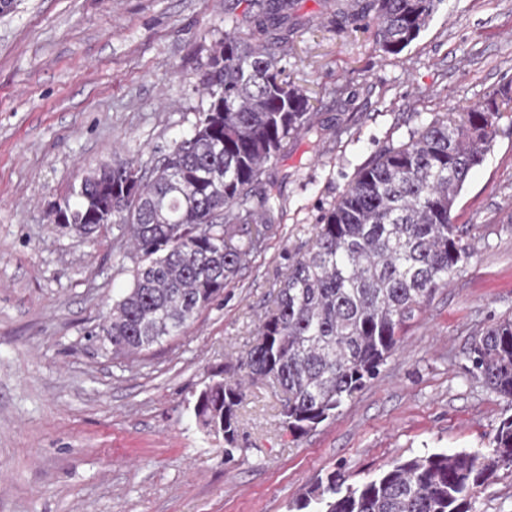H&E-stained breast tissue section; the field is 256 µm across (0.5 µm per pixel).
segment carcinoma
Wrapping results in <instances>:
<instances>
[{
  "label": "carcinoma",
  "mask_w": 512,
  "mask_h": 512,
  "mask_svg": "<svg viewBox=\"0 0 512 512\" xmlns=\"http://www.w3.org/2000/svg\"><path fill=\"white\" fill-rule=\"evenodd\" d=\"M258 32L290 16L295 0H252ZM440 0H351L374 13V42L397 55L417 40ZM274 46L226 34L208 57L207 108L193 129L151 165L118 160L90 171L59 212L65 224H115L133 241V285L98 335L115 355L144 351L184 332L224 293L258 251L278 201L270 182L253 187L288 139L313 127L306 92L280 78ZM497 95L462 112H438L407 141L379 150L322 214L304 253L289 267L263 318L265 346L246 354L253 380L286 394L281 416L296 436L335 415L376 378L414 311L474 256L452 209L496 137ZM473 373L512 400V318L464 352ZM245 391L213 380L193 413L237 447ZM512 467V415L487 451L432 452L393 461L375 478L348 485L333 470L296 503L301 512H472L482 487Z\"/></svg>",
  "instance_id": "1"
}]
</instances>
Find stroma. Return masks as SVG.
Returning <instances> with one entry per match:
<instances>
[{
    "mask_svg": "<svg viewBox=\"0 0 512 512\" xmlns=\"http://www.w3.org/2000/svg\"><path fill=\"white\" fill-rule=\"evenodd\" d=\"M246 0H16L0 14V512H291L318 477L370 480L396 459L488 448L512 403L475 377L472 339L512 316V107L452 220L477 253L405 324L379 375L297 437L282 392L247 385L238 448L197 425L214 374L238 367L325 208L382 147L435 113L512 97V0H441L397 55L375 20L295 0L279 66L314 98L315 129L262 180L280 204L261 248L184 334L133 356L97 337L131 286L114 224L55 223L53 205L118 159L154 161L208 98L214 42L250 37ZM472 512H512V472Z\"/></svg>",
    "mask_w": 512,
    "mask_h": 512,
    "instance_id": "stroma-1",
    "label": "stroma"
}]
</instances>
